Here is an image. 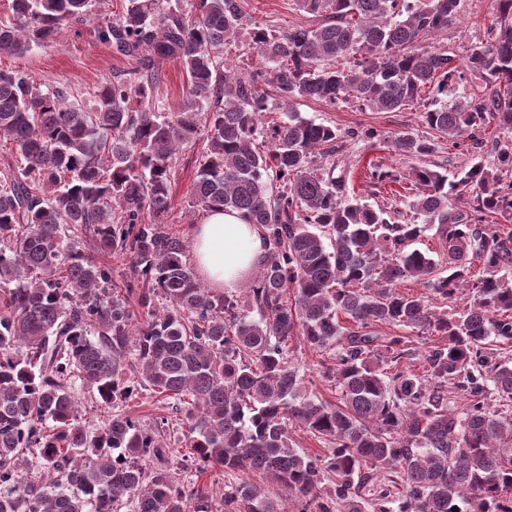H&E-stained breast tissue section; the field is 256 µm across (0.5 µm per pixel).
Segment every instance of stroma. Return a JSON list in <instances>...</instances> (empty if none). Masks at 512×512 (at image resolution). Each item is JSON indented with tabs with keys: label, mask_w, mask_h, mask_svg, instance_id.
Segmentation results:
<instances>
[{
	"label": "stroma",
	"mask_w": 512,
	"mask_h": 512,
	"mask_svg": "<svg viewBox=\"0 0 512 512\" xmlns=\"http://www.w3.org/2000/svg\"><path fill=\"white\" fill-rule=\"evenodd\" d=\"M248 11L256 24L276 30L312 23L310 15L300 11L296 0H248ZM490 21L488 0H460L458 19L449 27L445 40L448 50L464 55L470 42L483 37ZM95 28L94 22L77 25L64 29L53 40L32 46L24 54L0 55V69L25 71L37 86L56 88L65 95L67 102L87 111L93 110L98 87L133 67L131 60L116 54L112 47L98 40ZM292 112L335 127L341 133L356 127L377 130L380 140L345 142L342 151L331 157L330 162L338 174L345 176L349 192L363 202L402 211L407 208V199L392 198L388 184L367 182L368 165L379 166L401 176L407 175L415 166H426L451 175L474 158L487 165H495L494 144L504 137L502 130L491 128L483 135L480 147H473L468 141L454 144L443 140L433 154L416 158L396 152L389 139L397 134L421 138L429 135L422 105L412 104L400 112H374L354 104L340 103L330 107L317 101L299 99L265 113L263 120L276 122ZM204 148L205 143L201 140L180 146L169 188L170 207L158 217L159 223L185 240L190 237L192 225L201 223L205 217L204 212L190 206L192 187ZM119 409L147 426L167 419L166 434L171 438H181L187 430L182 415L172 410L162 396L146 388L120 403Z\"/></svg>",
	"instance_id": "stroma-1"
}]
</instances>
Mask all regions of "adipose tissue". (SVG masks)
Returning <instances> with one entry per match:
<instances>
[{"label":"adipose tissue","mask_w":512,"mask_h":512,"mask_svg":"<svg viewBox=\"0 0 512 512\" xmlns=\"http://www.w3.org/2000/svg\"><path fill=\"white\" fill-rule=\"evenodd\" d=\"M197 273L210 287L232 289L258 267L266 254L258 226L239 212L216 210L195 225L191 236Z\"/></svg>","instance_id":"ef3b65f1"}]
</instances>
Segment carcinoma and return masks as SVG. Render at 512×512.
I'll list each match as a JSON object with an SVG mask.
<instances>
[{"mask_svg":"<svg viewBox=\"0 0 512 512\" xmlns=\"http://www.w3.org/2000/svg\"><path fill=\"white\" fill-rule=\"evenodd\" d=\"M128 0L96 28L136 61L104 83L95 108L68 104L22 71H0V139L16 163L0 172V512H213V498L174 466L202 473L268 474L297 512H512V362L491 345L512 340V143L497 164L477 161L453 179L415 167L410 217L348 194L319 159L338 140L373 130L336 129L297 114L262 121L271 99L352 103L399 112L423 102L426 125L476 145L491 122L512 133V0H490L487 38L459 58L435 44L460 0H297L320 19L285 32L258 27L247 0H199L191 13ZM0 21V55L21 54L92 14V0H12ZM258 62L242 72L224 48L242 37ZM177 58L187 91L163 106L160 60ZM468 83L472 92L448 102ZM206 151L191 207L239 212L265 236L250 307L208 287L184 241L149 219L169 206L173 160L199 134ZM400 153L435 144L408 134ZM471 196L470 209L459 208ZM92 230L95 250L130 259L123 287L112 268L70 238ZM436 229L448 271L409 242ZM482 271L472 272L473 261ZM407 279L426 292L397 290ZM468 294L465 306L449 309ZM150 312L134 323L131 298ZM392 333L382 335L380 327ZM402 330L436 333L421 351ZM299 342L336 385V403L312 396L290 359ZM143 385L185 414L188 449L174 461L160 429L107 412L93 427L79 394L109 409ZM466 403L457 410L454 400ZM298 424L326 452L290 445ZM156 462L147 470L145 464ZM386 487L360 489L384 470ZM220 512H284L280 499L240 479Z\"/></svg>","mask_w":512,"mask_h":512,"instance_id":"obj_1","label":"carcinoma"}]
</instances>
